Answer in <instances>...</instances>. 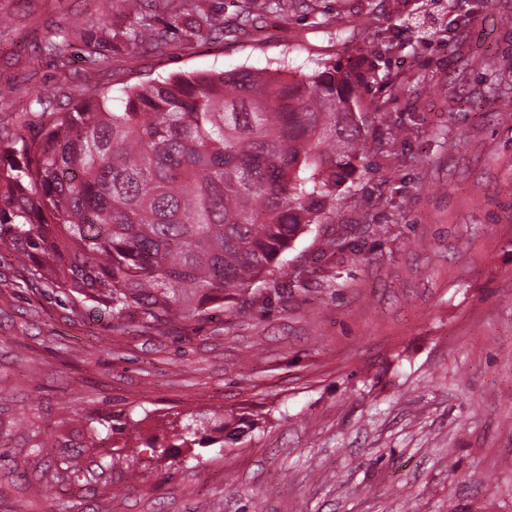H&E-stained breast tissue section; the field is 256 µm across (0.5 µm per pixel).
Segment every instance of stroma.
<instances>
[{"label":"stroma","mask_w":512,"mask_h":512,"mask_svg":"<svg viewBox=\"0 0 512 512\" xmlns=\"http://www.w3.org/2000/svg\"><path fill=\"white\" fill-rule=\"evenodd\" d=\"M199 2L258 20L185 42L176 0H153L161 38L135 45L106 38L123 0H0V139L40 130V91L68 109L73 88L379 51L363 165L277 279L204 322L116 329L0 255V512H512V0ZM192 414L255 426L171 447ZM126 447L139 479L100 472ZM63 456L78 470L53 479Z\"/></svg>","instance_id":"1"}]
</instances>
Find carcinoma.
<instances>
[{"label": "carcinoma", "mask_w": 512, "mask_h": 512, "mask_svg": "<svg viewBox=\"0 0 512 512\" xmlns=\"http://www.w3.org/2000/svg\"><path fill=\"white\" fill-rule=\"evenodd\" d=\"M143 39L145 0H124ZM171 24L187 40L235 36L195 0ZM378 57L297 73L287 63L175 75L80 99L0 144V252L41 254L18 284L76 295L144 329L203 320L255 283L273 280L294 241L334 213L336 192L366 148L360 104ZM191 419L173 440L206 445Z\"/></svg>", "instance_id": "1"}]
</instances>
